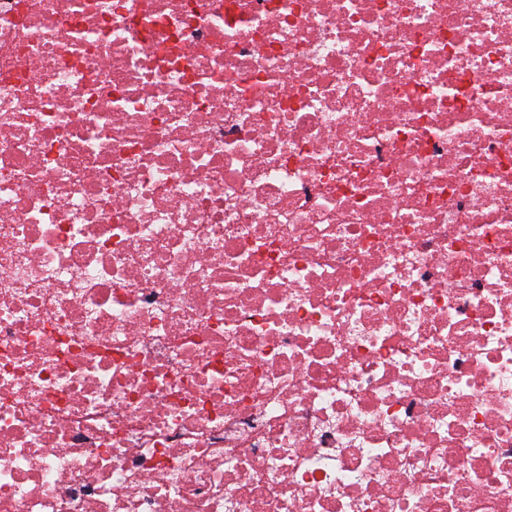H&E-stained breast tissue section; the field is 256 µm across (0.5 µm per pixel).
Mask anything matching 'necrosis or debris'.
Wrapping results in <instances>:
<instances>
[{
    "label": "necrosis or debris",
    "instance_id": "necrosis-or-debris-1",
    "mask_svg": "<svg viewBox=\"0 0 512 512\" xmlns=\"http://www.w3.org/2000/svg\"><path fill=\"white\" fill-rule=\"evenodd\" d=\"M0 512H512V0H0Z\"/></svg>",
    "mask_w": 512,
    "mask_h": 512
}]
</instances>
